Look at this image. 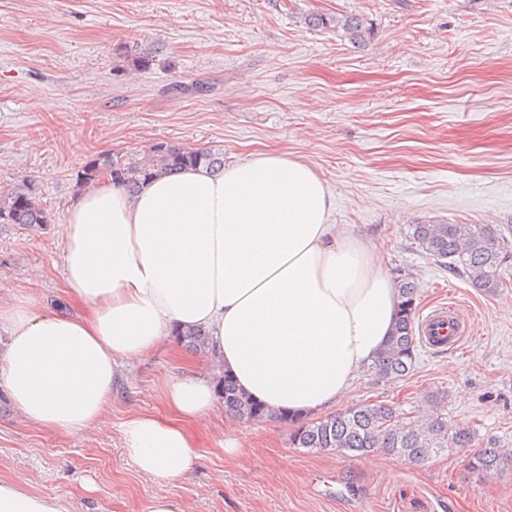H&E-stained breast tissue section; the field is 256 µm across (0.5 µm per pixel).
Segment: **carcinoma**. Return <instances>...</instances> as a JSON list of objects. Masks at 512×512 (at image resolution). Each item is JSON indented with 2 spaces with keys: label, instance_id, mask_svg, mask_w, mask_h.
Here are the masks:
<instances>
[{
  "label": "carcinoma",
  "instance_id": "1",
  "mask_svg": "<svg viewBox=\"0 0 512 512\" xmlns=\"http://www.w3.org/2000/svg\"><path fill=\"white\" fill-rule=\"evenodd\" d=\"M312 27L342 28L349 41L363 47L371 40V25L360 15L327 17L308 14ZM203 167L211 173L224 170V154L208 149L177 147L157 143L142 159L114 154L86 163L82 177L93 181L105 175L136 193L148 180L160 174H174L186 168ZM19 224L42 230L49 218L38 203L34 183L24 181L0 191V228ZM411 238L426 254L448 269L466 277L473 287L491 292L499 287L500 275L512 253L505 249L491 228L480 224H445L434 221L411 225ZM401 302L392 335L369 366L376 381L404 377L415 365L418 340L415 334L418 287L413 278L400 280ZM178 338L195 351L209 347V337L201 329H186ZM218 393L224 411L242 421L278 419L291 426L290 441L296 448L334 451L341 456L381 451L415 463L428 462L455 449L475 447V437L467 427L448 425L445 416L405 417L387 404H363L320 420L276 413L241 392L228 375H223ZM504 451L494 444L469 457L467 467L485 476L502 472Z\"/></svg>",
  "mask_w": 512,
  "mask_h": 512
}]
</instances>
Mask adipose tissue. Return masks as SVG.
Returning <instances> with one entry per match:
<instances>
[{
	"label": "adipose tissue",
	"instance_id": "ef3b65f1",
	"mask_svg": "<svg viewBox=\"0 0 512 512\" xmlns=\"http://www.w3.org/2000/svg\"><path fill=\"white\" fill-rule=\"evenodd\" d=\"M332 200L313 167L269 152L133 195L107 179L82 191L61 230L65 292L88 312L0 307V392L25 424L78 435L102 424L123 368L191 327L269 410L336 407L386 343L400 295L376 245L330 223ZM162 397L170 418L137 413L121 434L138 472L170 480L197 459L185 422L208 419L216 398L197 376ZM0 512L68 509L0 478Z\"/></svg>",
	"mask_w": 512,
	"mask_h": 512
}]
</instances>
